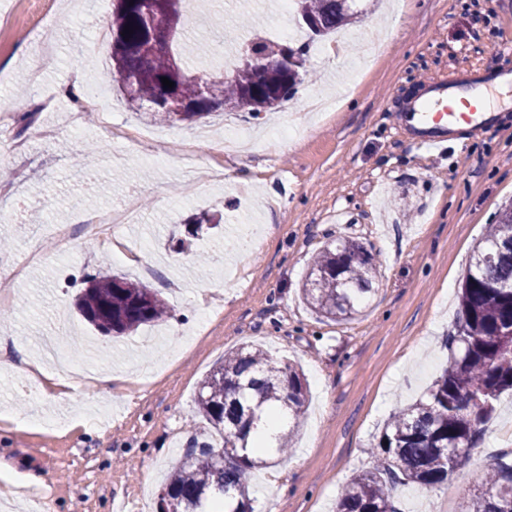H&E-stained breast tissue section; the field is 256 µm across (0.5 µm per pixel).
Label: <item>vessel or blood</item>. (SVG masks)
Returning a JSON list of instances; mask_svg holds the SVG:
<instances>
[{"instance_id": "1", "label": "vessel or blood", "mask_w": 512, "mask_h": 512, "mask_svg": "<svg viewBox=\"0 0 512 512\" xmlns=\"http://www.w3.org/2000/svg\"><path fill=\"white\" fill-rule=\"evenodd\" d=\"M496 87H512V70L476 67L429 78L415 93L395 94V128L418 149L447 153L462 128L482 131L497 125L498 108L485 102Z\"/></svg>"}]
</instances>
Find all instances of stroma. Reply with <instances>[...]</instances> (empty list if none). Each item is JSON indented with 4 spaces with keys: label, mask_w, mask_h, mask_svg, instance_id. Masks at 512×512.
<instances>
[{
    "label": "stroma",
    "mask_w": 512,
    "mask_h": 512,
    "mask_svg": "<svg viewBox=\"0 0 512 512\" xmlns=\"http://www.w3.org/2000/svg\"><path fill=\"white\" fill-rule=\"evenodd\" d=\"M211 31L193 30L199 60L213 51L210 32L239 48L253 33L270 35L278 20L273 0H257L260 30L246 26L238 0H211ZM17 24L0 32V102L29 81L31 58L57 55L35 90L54 97V141L29 131L28 146L0 141V168L15 173V188L0 197V237L24 268L17 301L0 310V336L40 359L41 336L57 334L70 364H95L126 380L101 393L77 374L43 366L47 387L36 390L24 371L0 370V512H114L115 502L155 505L171 463L190 441L214 443L212 429L193 432L188 419L201 379L224 354L244 343L261 345L275 360L298 365L310 402L291 453L252 474L256 512H330L341 488L373 466L370 450L389 416L425 397L448 360L447 338L457 313V290L472 248L498 212L512 204V110L497 127L461 134L448 155L424 153L395 133L384 108L394 89L410 93L419 80L452 70L511 67L499 49L512 0H387L359 17L349 46L330 61L308 53L314 79L279 109L278 123L299 129L290 138L246 112L212 114L197 124L165 127L127 110L104 74L112 0H0V14ZM82 51L91 65L74 71L68 59ZM80 73L104 89L116 124L141 127L147 138L113 135L86 113L79 131L66 119L72 99L61 82ZM332 92L330 113H304L302 99ZM251 129L254 145L224 160V182L210 177L212 160L184 159L187 143L204 129ZM104 148L88 173L72 154L88 143ZM136 191L140 219L124 225L122 253L86 249L59 255L52 225L80 211L119 207ZM209 210L217 227L190 239L185 220ZM259 229L261 243L240 256L236 239ZM40 236L39 260L26 262L28 238ZM354 239L376 257V291L353 318L318 317L299 290L315 252L337 238ZM209 259L206 274L191 262ZM140 254L155 277L169 313L158 325L111 337L100 334L74 303L90 277L121 273L138 280ZM512 421V395L503 394L469 459L430 494L444 512H458L480 483Z\"/></svg>",
    "instance_id": "stroma-1"
}]
</instances>
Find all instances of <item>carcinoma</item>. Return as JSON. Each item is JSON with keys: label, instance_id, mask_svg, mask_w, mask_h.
Returning a JSON list of instances; mask_svg holds the SVG:
<instances>
[{"label": "carcinoma", "instance_id": "1", "mask_svg": "<svg viewBox=\"0 0 512 512\" xmlns=\"http://www.w3.org/2000/svg\"><path fill=\"white\" fill-rule=\"evenodd\" d=\"M295 20L312 23L309 39H324L365 11L368 0H293ZM145 0H115L111 16L112 65L105 78L124 87L130 109L166 125L193 124L219 111L254 117L292 100L308 74V45L255 38L249 60L240 59L222 82L218 99L203 96V78L191 74L188 33L193 18L187 0H169L144 18ZM133 30L124 34V28ZM174 82L162 85L161 78ZM175 98L180 111L168 109ZM376 265L363 244L339 239L319 250L301 288L305 303L320 317L345 320L360 312L373 291ZM83 318L97 331L115 337L158 323L167 308L147 285L117 274L92 278L76 301ZM448 365L426 398L397 411L375 448L376 464L352 478L336 512H399L391 484L400 481L432 488L448 481L475 447L484 425L505 392H512V205L499 212L473 250L459 295V315L448 335ZM308 389L300 368L276 362L263 349L245 343L224 354L199 383L195 415L221 436L217 447L204 444L183 454L162 491L180 512H254L250 474L284 454L293 428L283 432L260 456L246 452L247 439L264 412L288 411L296 423ZM512 497V454L488 465L480 487L461 512H503Z\"/></svg>", "mask_w": 512, "mask_h": 512}]
</instances>
